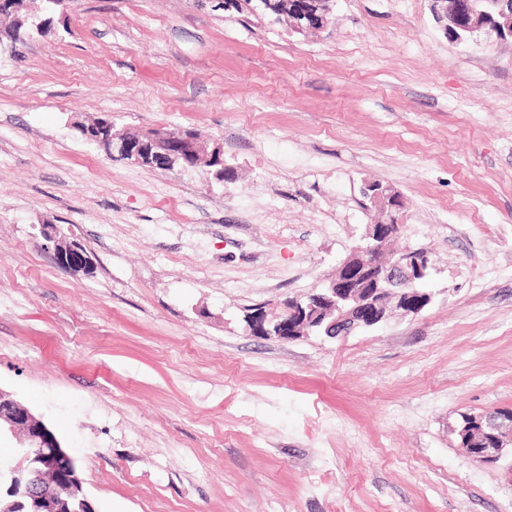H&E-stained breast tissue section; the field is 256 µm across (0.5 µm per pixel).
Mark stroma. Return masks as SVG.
<instances>
[{"label": "stroma", "mask_w": 512, "mask_h": 512, "mask_svg": "<svg viewBox=\"0 0 512 512\" xmlns=\"http://www.w3.org/2000/svg\"><path fill=\"white\" fill-rule=\"evenodd\" d=\"M220 0H68L0 43V389L77 460L95 512H512V39L431 0H334L306 35ZM188 128L230 180L78 132ZM398 191L431 302L342 340L246 309L323 287ZM84 270L43 250V225ZM477 417L464 415L462 417V426L457 431V436L460 443L465 448H480L478 442L473 441L472 430L476 431L480 426H484L483 420L477 422ZM489 427L495 431L493 434L495 438L494 446L490 448H480L479 453L472 456L477 461H493L497 460L503 455L504 448L512 447V416H502L495 418L489 422ZM512 457V448H511Z\"/></svg>", "instance_id": "35a3bbf8"}]
</instances>
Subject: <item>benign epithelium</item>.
<instances>
[{"label": "benign epithelium", "mask_w": 512, "mask_h": 512, "mask_svg": "<svg viewBox=\"0 0 512 512\" xmlns=\"http://www.w3.org/2000/svg\"><path fill=\"white\" fill-rule=\"evenodd\" d=\"M330 0H289L293 14L292 32L307 34L327 28ZM432 13L445 33L458 41L493 33L499 39L512 38V0H432ZM91 141L108 152L173 165L198 167L223 154L190 131L149 129L139 132L115 131L104 119L93 129H83ZM363 197L378 207L382 218L369 224L360 243L340 261L336 275L317 293L303 299L289 298L270 308H254L245 315L250 334L261 338L294 340L311 333L332 338L386 323L394 317L419 314L430 295L413 289L432 265L430 253L420 247L395 250L398 217L403 205L399 192L381 184H366ZM58 264L78 268L88 264L81 251L55 244ZM494 446L482 448L477 461H493L512 447V416L489 422ZM20 436L16 461L5 467V496L9 507L19 512H60L71 502L72 512H94L79 478L75 460L61 446L54 432L11 394L0 389V433Z\"/></svg>", "instance_id": "benign-epithelium-1"}]
</instances>
